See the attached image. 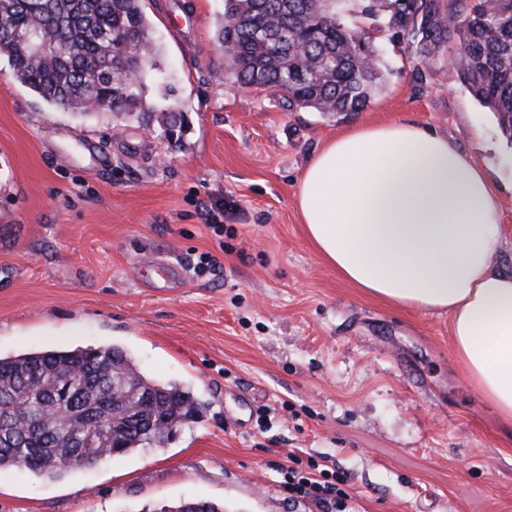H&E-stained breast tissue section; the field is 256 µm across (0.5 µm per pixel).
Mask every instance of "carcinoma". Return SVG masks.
Segmentation results:
<instances>
[{
    "instance_id": "obj_1",
    "label": "carcinoma",
    "mask_w": 512,
    "mask_h": 512,
    "mask_svg": "<svg viewBox=\"0 0 512 512\" xmlns=\"http://www.w3.org/2000/svg\"><path fill=\"white\" fill-rule=\"evenodd\" d=\"M433 55L461 34L459 73L512 140V0H224L217 41L225 74L245 87L285 93L288 109L359 112L383 89L372 29ZM303 53L297 52V47ZM139 77L110 63L119 48ZM0 50L15 79L47 103L84 115L145 112L144 78L158 47L141 0H0ZM199 412L183 389L146 376L115 346L0 357V470L48 478L157 444L158 427Z\"/></svg>"
}]
</instances>
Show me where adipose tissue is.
Masks as SVG:
<instances>
[{
	"label": "adipose tissue",
	"instance_id": "1",
	"mask_svg": "<svg viewBox=\"0 0 512 512\" xmlns=\"http://www.w3.org/2000/svg\"><path fill=\"white\" fill-rule=\"evenodd\" d=\"M296 205L344 279L448 314L469 381L512 423V274L495 269L500 204L485 169L424 125H362L312 157Z\"/></svg>",
	"mask_w": 512,
	"mask_h": 512
}]
</instances>
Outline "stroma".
Listing matches in <instances>:
<instances>
[{"label":"stroma","mask_w":512,"mask_h":512,"mask_svg":"<svg viewBox=\"0 0 512 512\" xmlns=\"http://www.w3.org/2000/svg\"><path fill=\"white\" fill-rule=\"evenodd\" d=\"M161 48L144 99L159 126L53 107L0 50V357L122 347L189 390L196 419L164 446L59 479L0 472V512H319L289 471L329 466L361 512H512V427L468 381L447 314L392 305L316 252L296 182L365 124L433 128L488 172L512 269V140L432 56L375 41L387 81L362 111L289 109L226 77L224 0H144ZM224 209L219 224L197 207ZM216 266L196 271L200 255ZM176 265L179 281L159 270Z\"/></svg>","instance_id":"obj_1"}]
</instances>
